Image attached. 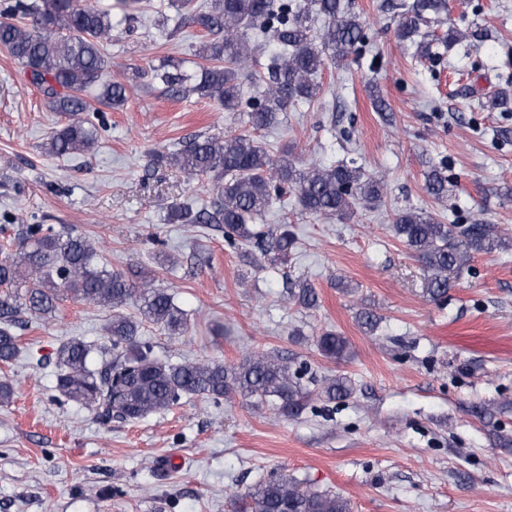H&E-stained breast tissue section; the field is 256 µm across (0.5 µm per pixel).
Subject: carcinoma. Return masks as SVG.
I'll list each match as a JSON object with an SVG mask.
<instances>
[{
    "instance_id": "obj_1",
    "label": "carcinoma",
    "mask_w": 512,
    "mask_h": 512,
    "mask_svg": "<svg viewBox=\"0 0 512 512\" xmlns=\"http://www.w3.org/2000/svg\"><path fill=\"white\" fill-rule=\"evenodd\" d=\"M438 0H413L402 5L396 35L401 41L420 33L428 15L438 12ZM322 20L316 28L313 18ZM204 31L195 56L204 61L198 71L163 65L152 79L175 97L209 98L226 110L246 116L238 134H199L168 153L156 152L152 163L171 164L190 178L212 180L213 199L195 209L171 207L169 218L183 224H222L231 247L253 246L284 263L295 244L285 228L264 230L273 199L292 190L302 212L346 221L360 205L373 209L384 199L383 181L355 163L320 166L285 150L272 155L256 133L280 125L288 106L312 103L320 91L316 81L328 61H343L367 40L365 25L342 0H209L203 9L184 17ZM112 8L99 0H3L0 3V45L23 67L48 107L69 116L53 136L51 153L74 156L90 150L104 128L102 112L85 98L98 90L96 102L107 109L127 103L126 86L107 75L103 52L112 40ZM267 41L279 52L256 79L264 89L245 97L242 66L256 57ZM425 191L440 200L448 196V178L432 165L424 172ZM391 231L421 264L431 299L443 301L452 287L450 275L469 271L477 253L506 247L498 226L479 218L469 224H443L412 209L393 214ZM100 251L84 234L52 224H25L17 244L0 257V361L18 350L12 327L21 315L43 318L65 299L109 308L105 327L109 345L100 367L91 364L93 347L79 338L56 351L60 373L55 390L67 401L135 422L169 410L190 397L270 404L285 417L298 415L316 394L334 402L351 396L346 378L324 383L318 392L302 383V371L283 356L248 355L237 364L209 358L171 363L156 358L142 338V321L162 326L171 336L188 328L184 311L165 288L151 283L135 286L120 272L99 266ZM292 299L303 308L317 305L315 289L295 284ZM133 308L139 316L125 313ZM317 348L329 359L348 355L347 340L325 331ZM237 512H349L342 497L301 486L294 478L269 479L244 492L231 494Z\"/></svg>"
}]
</instances>
